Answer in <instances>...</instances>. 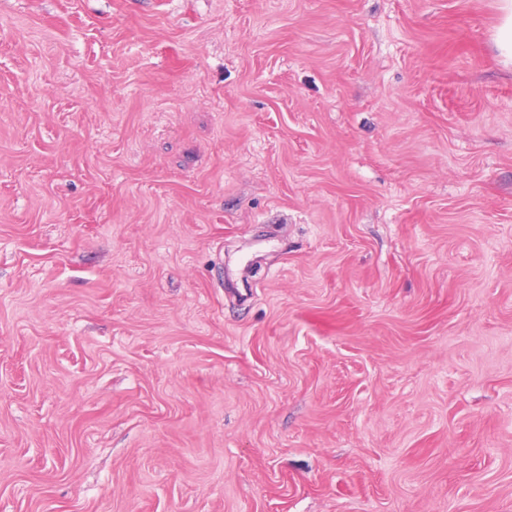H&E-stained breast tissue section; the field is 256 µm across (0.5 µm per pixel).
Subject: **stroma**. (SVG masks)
<instances>
[{
	"instance_id": "35a3bbf8",
	"label": "stroma",
	"mask_w": 512,
	"mask_h": 512,
	"mask_svg": "<svg viewBox=\"0 0 512 512\" xmlns=\"http://www.w3.org/2000/svg\"><path fill=\"white\" fill-rule=\"evenodd\" d=\"M500 0H0V512H512Z\"/></svg>"
}]
</instances>
